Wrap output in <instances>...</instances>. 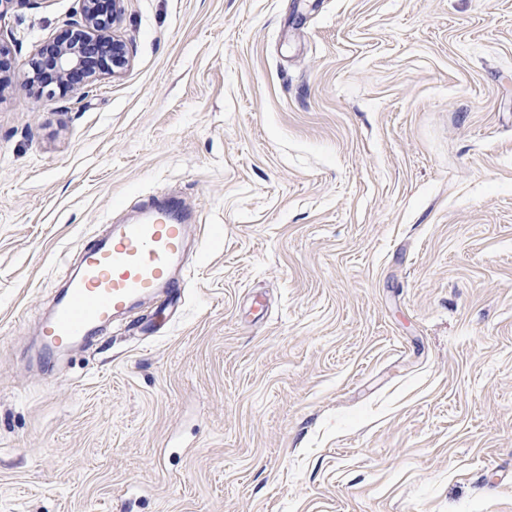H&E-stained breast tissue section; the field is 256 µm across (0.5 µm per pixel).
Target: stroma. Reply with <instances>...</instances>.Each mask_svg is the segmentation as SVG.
<instances>
[{"label":"stroma","instance_id":"1","mask_svg":"<svg viewBox=\"0 0 512 512\" xmlns=\"http://www.w3.org/2000/svg\"><path fill=\"white\" fill-rule=\"evenodd\" d=\"M0 0V512H512V0H124L22 84ZM178 198V307L40 361L81 249ZM77 2L79 19L70 23L65 40L39 46L29 62L31 74L26 77L24 72V85L43 88L49 82L63 92L73 91L92 84L100 74L114 76L128 67L126 45L111 32L123 0Z\"/></svg>","mask_w":512,"mask_h":512}]
</instances>
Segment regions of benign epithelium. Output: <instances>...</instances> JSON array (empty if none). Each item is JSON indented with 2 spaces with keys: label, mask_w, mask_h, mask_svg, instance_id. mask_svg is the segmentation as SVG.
Returning <instances> with one entry per match:
<instances>
[{
  "label": "benign epithelium",
  "mask_w": 512,
  "mask_h": 512,
  "mask_svg": "<svg viewBox=\"0 0 512 512\" xmlns=\"http://www.w3.org/2000/svg\"><path fill=\"white\" fill-rule=\"evenodd\" d=\"M79 19L64 40L42 44L29 62L23 84L54 83L66 92L92 84L101 74L121 73L130 63L125 43L112 35L123 0H77Z\"/></svg>",
  "instance_id": "benign-epithelium-1"
}]
</instances>
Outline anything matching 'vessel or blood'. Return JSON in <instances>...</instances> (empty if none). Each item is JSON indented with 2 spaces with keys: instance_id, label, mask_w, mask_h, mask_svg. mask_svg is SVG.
<instances>
[{
  "instance_id": "obj_1",
  "label": "vessel or blood",
  "mask_w": 512,
  "mask_h": 512,
  "mask_svg": "<svg viewBox=\"0 0 512 512\" xmlns=\"http://www.w3.org/2000/svg\"><path fill=\"white\" fill-rule=\"evenodd\" d=\"M189 226L172 201L153 200L139 219L113 225L83 249L51 316L40 328L46 353L88 341L147 298L177 295L186 282Z\"/></svg>"
}]
</instances>
